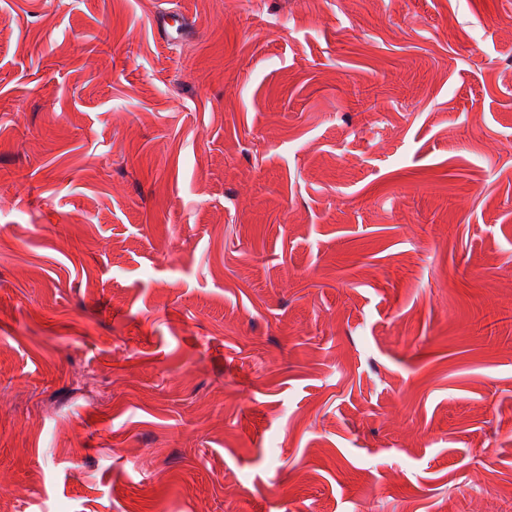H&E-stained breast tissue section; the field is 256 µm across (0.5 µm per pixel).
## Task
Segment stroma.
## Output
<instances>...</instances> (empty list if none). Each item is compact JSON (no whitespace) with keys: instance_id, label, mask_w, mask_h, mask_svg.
Returning <instances> with one entry per match:
<instances>
[{"instance_id":"obj_1","label":"stroma","mask_w":512,"mask_h":512,"mask_svg":"<svg viewBox=\"0 0 512 512\" xmlns=\"http://www.w3.org/2000/svg\"><path fill=\"white\" fill-rule=\"evenodd\" d=\"M0 498L512 512V0H0ZM160 25L170 42L181 41L186 35V16L181 10L164 14Z\"/></svg>"}]
</instances>
